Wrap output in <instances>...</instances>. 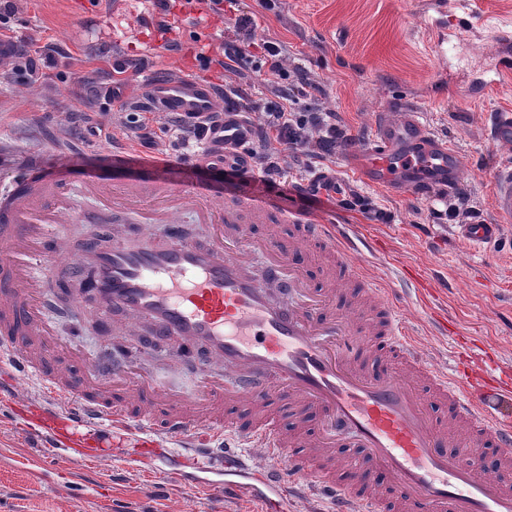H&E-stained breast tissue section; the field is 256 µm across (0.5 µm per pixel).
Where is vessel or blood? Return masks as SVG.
<instances>
[{
	"label": "vessel or blood",
	"instance_id": "obj_1",
	"mask_svg": "<svg viewBox=\"0 0 512 512\" xmlns=\"http://www.w3.org/2000/svg\"><path fill=\"white\" fill-rule=\"evenodd\" d=\"M154 111L203 122L221 112V96L209 84L159 68L144 81ZM205 133L193 165L228 171L245 168L251 124L227 112ZM370 185L426 194L462 183V160L447 142L412 112L378 115L371 138L347 158ZM497 221L462 224L457 232L476 247L493 243L512 223V163L492 174ZM84 184L105 202L99 212L75 215L72 183L37 156L21 160L8 193L0 197V358L33 375L47 399L34 436L58 443L67 436L75 460L85 443L100 446L111 435L137 440V468H153L163 443H178L187 456L171 472L179 486L203 488L232 501L256 500L262 512H288L295 492L292 473L305 476L330 512H512V483L489 475L483 450L512 461V368L495 359L458 375L431 369L387 291L363 273L362 249L335 224L288 215L245 190L228 192L223 203L195 186L164 174L143 180L107 181L86 176ZM193 205L209 228L205 241L189 237L173 218ZM94 225L96 239L72 252L63 228ZM266 225L264 237L248 238L246 223ZM293 225L297 239L344 274L359 297L336 304L335 280L309 285L279 239ZM45 261L33 270L35 258ZM87 276L78 297L91 318L111 325L119 318L146 327L154 340L169 342L173 360L198 348L209 361L189 395L175 396L151 376L123 371L99 378L96 364L69 372L61 357L68 347L48 314L64 282ZM315 408L323 419L303 438L263 419L269 400ZM251 406L250 423L234 410ZM231 435L216 465L220 481L195 472L209 459L210 438ZM245 440L291 471L247 464L235 448ZM353 448L361 462L350 482L336 479L337 447Z\"/></svg>",
	"mask_w": 512,
	"mask_h": 512
}]
</instances>
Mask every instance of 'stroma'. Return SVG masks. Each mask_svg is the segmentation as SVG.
Segmentation results:
<instances>
[{"instance_id": "35a3bbf8", "label": "stroma", "mask_w": 512, "mask_h": 512, "mask_svg": "<svg viewBox=\"0 0 512 512\" xmlns=\"http://www.w3.org/2000/svg\"><path fill=\"white\" fill-rule=\"evenodd\" d=\"M255 14L257 36L284 44L285 66L293 81L320 86L300 100L299 110L335 113L352 145L371 137L377 113L405 106L456 148L465 160L463 186L474 219L495 221L492 172L507 151L489 138L494 114L512 113V0H279L275 11L260 0H238ZM6 21L12 36L32 47L55 42L65 50L39 62V76L23 80L12 63H0V187L17 173L27 155L47 166L69 170L76 187L73 205L83 210L95 200L78 183L84 173L106 179L144 178L163 159L166 175L191 181L208 193L241 186L223 172L192 170L180 153L137 147L134 157H112L111 134L130 105L142 102L140 66L167 65L220 86L217 68H202L200 55H214L230 25L213 16L203 0L177 7L180 46L166 51L156 29L163 11L156 0H15ZM133 65L112 84V56ZM346 149L333 160L304 156L285 164L276 185L249 181L259 197L291 215L349 224L372 244L363 264L381 287L392 289L395 306L414 328V340L429 362L454 370L452 332L470 336L474 349L512 363V225L480 250L454 235L450 211L454 192L432 190L423 197L365 184L346 163ZM334 171L363 201L349 209L338 196L308 203L287 188L317 170ZM447 314V334L437 333L432 315ZM70 311L59 310L52 325L69 337L85 361L105 352L150 370L165 386L195 389L204 362L171 363L164 351L145 345L138 333L120 327L106 333L89 325L75 329ZM36 438L0 409V512H260L252 500L222 502L203 490L169 485L167 469L175 451L161 454L155 470L128 466L120 455L72 462L52 449V467Z\"/></svg>"}]
</instances>
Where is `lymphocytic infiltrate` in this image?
I'll use <instances>...</instances> for the list:
<instances>
[{"instance_id": "f902f5d3", "label": "lymphocytic infiltrate", "mask_w": 512, "mask_h": 512, "mask_svg": "<svg viewBox=\"0 0 512 512\" xmlns=\"http://www.w3.org/2000/svg\"><path fill=\"white\" fill-rule=\"evenodd\" d=\"M258 23L253 15H236L233 33L225 37L218 46V60L203 57L204 65L218 64L224 72L239 74L250 64L267 69L275 79L274 100L253 98L249 89L233 84L224 86V108L228 111L240 110L244 104L261 110L264 119L255 129L253 140L247 149L251 167L265 183H272L274 177L282 175L279 164L281 152L291 154L309 152L324 160L335 156L337 147L343 146L347 137L336 122L332 112H302L297 108L301 97L307 96L305 87L289 82L284 65V48L280 42L267 39L257 41ZM259 47L260 56H253L252 47Z\"/></svg>"}]
</instances>
